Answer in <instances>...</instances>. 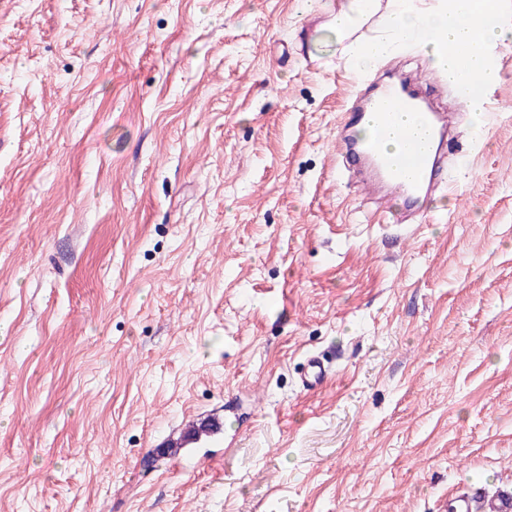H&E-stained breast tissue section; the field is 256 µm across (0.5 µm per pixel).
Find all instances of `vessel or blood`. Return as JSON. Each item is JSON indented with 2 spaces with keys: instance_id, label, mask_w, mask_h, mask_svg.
Segmentation results:
<instances>
[{
  "instance_id": "vessel-or-blood-1",
  "label": "vessel or blood",
  "mask_w": 512,
  "mask_h": 512,
  "mask_svg": "<svg viewBox=\"0 0 512 512\" xmlns=\"http://www.w3.org/2000/svg\"><path fill=\"white\" fill-rule=\"evenodd\" d=\"M358 126L371 129L369 141L351 137L350 128ZM449 132L447 114L437 111L413 82L376 81L350 100L336 128L337 156L344 166L362 173L368 195L401 197L415 211L441 183ZM327 378L323 360L307 356L303 388L320 389Z\"/></svg>"
}]
</instances>
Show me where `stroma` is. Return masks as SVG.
<instances>
[{
  "label": "stroma",
  "instance_id": "1",
  "mask_svg": "<svg viewBox=\"0 0 512 512\" xmlns=\"http://www.w3.org/2000/svg\"><path fill=\"white\" fill-rule=\"evenodd\" d=\"M348 0H0V512L512 489V40L422 213L337 170ZM315 354L328 381L300 371ZM211 443L166 455L189 423ZM328 378L327 367L323 360L316 355H309L305 359L304 370L301 375V384L305 390H317L323 387Z\"/></svg>",
  "mask_w": 512,
  "mask_h": 512
}]
</instances>
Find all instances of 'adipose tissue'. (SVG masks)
<instances>
[{"instance_id": "obj_1", "label": "adipose tissue", "mask_w": 512, "mask_h": 512, "mask_svg": "<svg viewBox=\"0 0 512 512\" xmlns=\"http://www.w3.org/2000/svg\"><path fill=\"white\" fill-rule=\"evenodd\" d=\"M459 3V9L452 12L448 0H349L331 28L343 43V54L350 56L354 70L360 73L377 67L407 45L427 56L431 67L448 82H455L462 70L493 80L484 49L512 36L494 22L498 2ZM378 12L383 15L385 35L357 40L356 32Z\"/></svg>"}]
</instances>
